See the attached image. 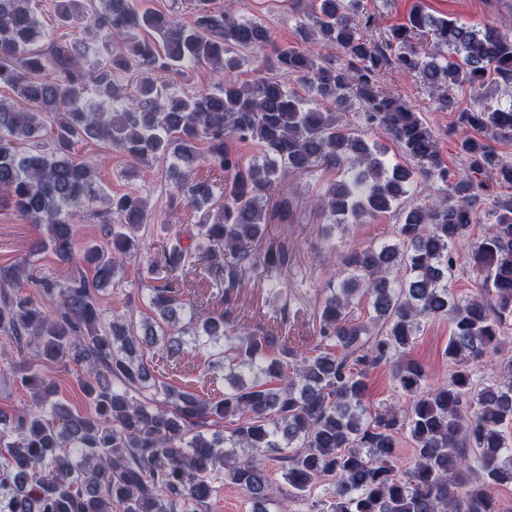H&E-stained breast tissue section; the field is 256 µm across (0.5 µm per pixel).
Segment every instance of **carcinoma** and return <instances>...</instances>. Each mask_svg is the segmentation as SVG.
Segmentation results:
<instances>
[{"label": "carcinoma", "mask_w": 512, "mask_h": 512, "mask_svg": "<svg viewBox=\"0 0 512 512\" xmlns=\"http://www.w3.org/2000/svg\"><path fill=\"white\" fill-rule=\"evenodd\" d=\"M184 5L188 23L141 0H55L50 32L37 0H0V85L25 103L0 99V191L37 229L30 254L82 266L61 283L37 277L28 257L0 266V348L82 365L88 405L73 411L38 366L8 364L30 403L0 409V512H208L226 483L247 495L248 512L306 501L320 487L315 512H501L497 491L512 484V357L496 359L512 329V161L492 142L512 139V103L458 114L478 135L459 141L464 168L450 171L430 127L379 79L395 67L446 106L456 89L512 84V39L417 6L379 42L360 0H306L302 45L277 48L278 75L242 81L241 53L270 43V30L211 0ZM199 65L208 87L170 92ZM322 100L362 111L417 170L386 165L384 147L322 111ZM231 139L256 144L263 159L243 160ZM98 143L134 161L171 160L180 180L170 206L198 217L191 243L170 227L143 254L147 204L128 192L109 201L107 242L76 249L70 219L99 196L98 164L77 154ZM198 167L210 175L193 176ZM319 168L346 170L311 201L333 226L390 212L416 172L446 194L401 208L392 244L331 248L315 344L299 349L282 335L287 307L268 329L244 328L236 310L246 271L274 291L288 270V236L268 227L301 207L282 184ZM483 175L511 194L491 202L492 220L470 245L481 287L460 298L450 288L456 245L481 220ZM136 259L149 280L146 312L137 324L110 319L103 292ZM191 271L222 307L183 298ZM357 297L373 316L354 317ZM437 316L452 326L449 371L431 385L408 351ZM187 346L224 379L219 395L167 381ZM387 364L409 404L372 411L366 379ZM402 433L414 445L403 472ZM270 458L282 486L268 478Z\"/></svg>", "instance_id": "cac0c4a2"}]
</instances>
